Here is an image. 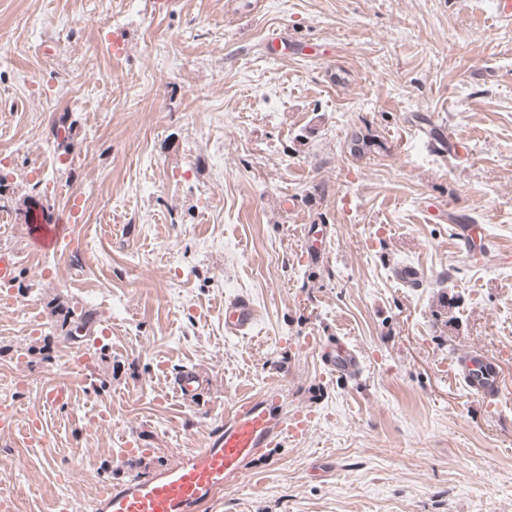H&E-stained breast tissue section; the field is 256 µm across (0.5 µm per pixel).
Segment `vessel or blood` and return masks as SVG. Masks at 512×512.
<instances>
[{"label":"vessel or blood","mask_w":512,"mask_h":512,"mask_svg":"<svg viewBox=\"0 0 512 512\" xmlns=\"http://www.w3.org/2000/svg\"><path fill=\"white\" fill-rule=\"evenodd\" d=\"M24 219L33 225L32 241L38 248L57 250L71 239L66 219L51 217L40 203L30 205ZM454 239L457 249L466 253L487 247L477 224L458 225ZM254 322L255 309L248 298L240 296L225 301V330L245 332ZM320 356L337 372L352 376L359 369L355 351L344 343L324 346ZM501 372L500 363L480 349L465 352L457 359V378L484 402L500 398ZM174 385L181 398L196 399L198 375L195 371H181ZM282 396V389L271 387L262 394L239 401L204 447L186 452L147 475L106 486L95 497L93 512H202L203 507L213 504L225 488L234 484L250 462L265 456L268 449L282 441L302 433V417L289 418L278 413ZM72 399L73 392L68 385L47 387L41 393V411L24 416L9 412L6 418L0 419V429L30 439L41 429L45 410L68 404Z\"/></svg>","instance_id":"obj_1"}]
</instances>
